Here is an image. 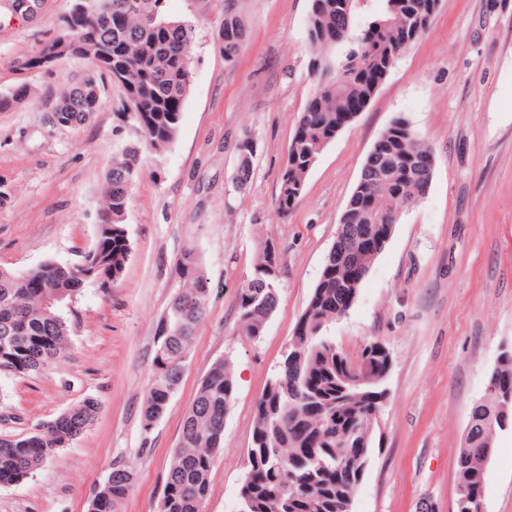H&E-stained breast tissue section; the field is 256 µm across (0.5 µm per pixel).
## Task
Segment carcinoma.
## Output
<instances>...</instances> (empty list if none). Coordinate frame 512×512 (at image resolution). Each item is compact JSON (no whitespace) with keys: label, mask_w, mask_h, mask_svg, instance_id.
<instances>
[{"label":"carcinoma","mask_w":512,"mask_h":512,"mask_svg":"<svg viewBox=\"0 0 512 512\" xmlns=\"http://www.w3.org/2000/svg\"><path fill=\"white\" fill-rule=\"evenodd\" d=\"M129 0H88L96 14L108 16L84 30L83 59L97 83L104 74L98 60L112 52V70L118 73L131 127L141 143L161 148L177 135L191 82V45L195 26L167 17L166 0H142L136 12ZM307 38L311 69L318 73L317 100L305 103L295 121L281 175L275 214L285 218L300 201L308 172L336 137V127L352 102L366 108L403 50L429 28L440 0H381V8L360 20L359 0H310ZM226 57L234 56L244 40L237 0H224L219 29ZM73 111L91 114L102 100L83 96L78 87ZM20 83L0 94V111L26 98ZM254 143L243 137L237 144L236 187L250 180ZM140 168L139 149L131 147L112 159L106 177L96 239L82 255L94 261L95 271L78 264L47 261L25 272L0 270V376L21 378L67 358L70 327L65 313L77 302L84 284L95 280L102 288L118 283L131 254L125 216L131 189ZM430 144L403 116L394 117L369 151L360 180L340 218L346 231L336 236L310 300L300 315L278 370L271 377L256 409L248 450L249 499H240L239 512H348L363 480L372 452V440L356 449L360 420L380 410L389 350L379 341L363 345L353 358L341 350L330 326L347 314L359 281L346 276V267L359 262L371 268L384 248L366 246L363 237L374 225L388 224L396 214L415 206L426 195L433 178ZM274 243L264 242L252 273L237 289L239 329L262 336L277 308L279 276L261 271L280 266ZM179 288L155 329L151 382L144 395L142 428L152 429L178 386L197 326L208 314L210 286L201 258L186 248L175 263ZM512 382V349L502 351L488 374L485 394L470 412L461 448L455 460L456 488L482 493L488 479L485 449L495 435L512 430V413L504 418L494 389ZM235 392L231 365L213 363L201 381L182 425L157 512H201L210 492V470L224 447V418ZM100 404L85 398L55 419L27 435L0 436V484L19 482L40 468L54 453L83 435L95 422ZM133 482L132 471L114 468L94 493L89 512H119Z\"/></svg>","instance_id":"cac0c4a2"}]
</instances>
